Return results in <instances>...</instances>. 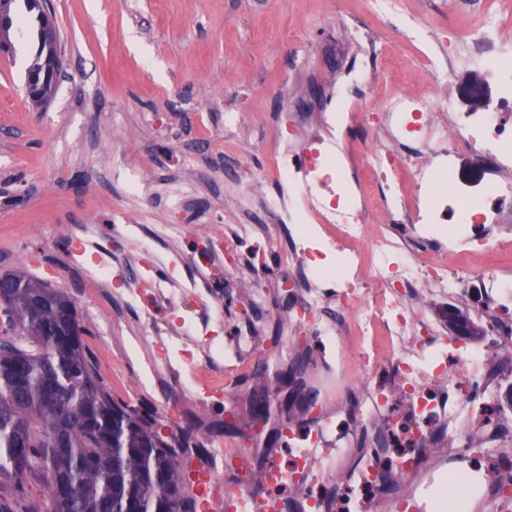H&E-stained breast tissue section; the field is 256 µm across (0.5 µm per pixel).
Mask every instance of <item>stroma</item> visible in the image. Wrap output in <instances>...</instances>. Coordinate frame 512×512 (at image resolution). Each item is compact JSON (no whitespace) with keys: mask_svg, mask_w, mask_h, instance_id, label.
I'll list each match as a JSON object with an SVG mask.
<instances>
[{"mask_svg":"<svg viewBox=\"0 0 512 512\" xmlns=\"http://www.w3.org/2000/svg\"><path fill=\"white\" fill-rule=\"evenodd\" d=\"M485 0H51L66 59L51 102L36 109L25 97L26 70L36 31L12 32L15 48L0 52V273L16 268L63 289L92 334L84 342L114 398L152 408L163 433L196 420L232 419L240 434L256 420L242 401L259 390L251 371L224 355L225 380L240 398L221 411L205 408L206 382L215 368L196 372L181 354L168 353L162 385L144 383L148 349L127 356L125 340L140 314L108 306L78 288L80 257L63 243L73 227L99 221L113 235L121 224H175L171 191L188 190L187 206L209 224H250L235 211L227 181L252 183L261 196L275 194L266 144L294 98L316 102L324 78L334 76L352 47L338 15L380 29L391 50L379 61L384 79L373 102L408 84L422 87L424 54L442 52L449 28L477 27ZM280 43L281 54L270 51ZM239 112L241 125L225 130L224 115ZM148 174L150 190L132 194L129 183ZM286 270L266 262L258 270L225 267L207 277L224 297L218 338L235 335L248 281L266 289L254 316L258 360L285 348L280 315ZM111 311L112 325L98 316Z\"/></svg>","mask_w":512,"mask_h":512,"instance_id":"stroma-1","label":"stroma"}]
</instances>
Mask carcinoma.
I'll list each match as a JSON object with an SVG mask.
<instances>
[{
  "instance_id": "carcinoma-1",
  "label": "carcinoma",
  "mask_w": 512,
  "mask_h": 512,
  "mask_svg": "<svg viewBox=\"0 0 512 512\" xmlns=\"http://www.w3.org/2000/svg\"><path fill=\"white\" fill-rule=\"evenodd\" d=\"M0 276L16 280L0 308V512H198L183 460L203 447L195 425L164 436L148 406L113 399L70 296L20 268Z\"/></svg>"
}]
</instances>
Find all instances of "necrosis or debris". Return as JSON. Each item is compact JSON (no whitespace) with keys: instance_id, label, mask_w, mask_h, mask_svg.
<instances>
[{"instance_id":"1","label":"necrosis or debris","mask_w":512,"mask_h":512,"mask_svg":"<svg viewBox=\"0 0 512 512\" xmlns=\"http://www.w3.org/2000/svg\"><path fill=\"white\" fill-rule=\"evenodd\" d=\"M345 30L362 54L346 62L317 107L293 104L270 145L280 190L265 202L289 232L278 256L292 297L312 316L314 360L304 382L315 387L317 405L275 422L286 453L277 497L252 479V449L219 439L201 453L186 449L190 478L203 482L211 512L229 490L266 501L267 512H388L394 500L422 512L424 491L463 441L472 447L467 463L482 476L473 512H512V416L498 407L501 365L512 359V269L480 262L512 250V236L498 230L512 222V26L491 11L481 28L452 35L449 69L479 66L501 89L482 112L457 111L452 87L440 83L400 88L370 106L381 41L364 27ZM359 124L372 153L365 167L346 139ZM464 150L487 174L480 186L455 176ZM251 230L208 225L189 258L208 267L213 253L234 252ZM312 230L335 253V270L318 266ZM468 291L494 316L491 345L448 334V298ZM119 300L148 322L136 345L176 337L189 356H223L221 346L197 347L222 323L223 303L195 282L157 279ZM163 304L197 318L158 323L154 311ZM347 335L351 356L342 348Z\"/></svg>"}]
</instances>
